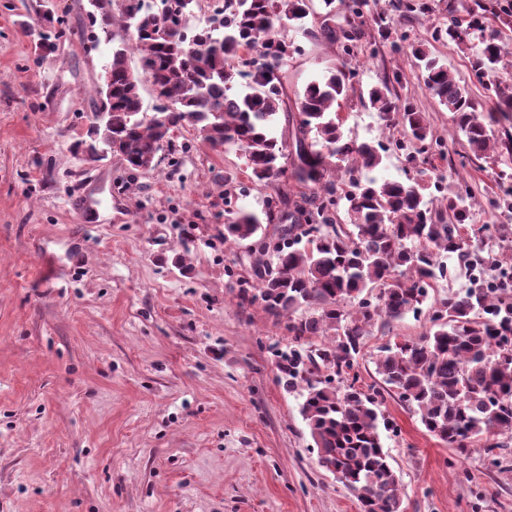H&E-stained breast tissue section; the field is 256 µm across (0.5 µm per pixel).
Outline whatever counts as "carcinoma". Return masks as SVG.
I'll return each instance as SVG.
<instances>
[{
  "label": "carcinoma",
  "mask_w": 512,
  "mask_h": 512,
  "mask_svg": "<svg viewBox=\"0 0 512 512\" xmlns=\"http://www.w3.org/2000/svg\"><path fill=\"white\" fill-rule=\"evenodd\" d=\"M315 40H357L355 21L365 23L367 0H342L350 29L336 26L335 0H323ZM198 0H122L113 12H87L99 25L98 47L110 46L104 67L110 90L88 139L93 152L121 155L133 169H150L163 149L173 150L172 132L193 128L214 149L237 150L253 182L270 187L265 216L275 244L266 242L259 218L242 208L227 210L224 242L251 241L259 257L252 277L238 286L241 303L262 306L284 326L297 348L280 355L279 369L293 389L303 382L300 414L318 451V465L358 499L361 512H401L399 479L384 451L379 420L384 393L414 408L432 437L463 453L471 439L486 435V451L500 448L491 438L512 432V289L466 288L439 301L428 333L380 347L375 356L381 385L355 388L358 357L368 327L407 314L418 315L429 288L451 272L446 259L467 262L482 279L489 269L468 261L465 224L474 197L461 184L427 198L419 177L378 181L365 175L384 166L388 149L345 134L339 109L354 72L331 70L289 96L283 65L290 45L284 20L309 15L308 0H224L203 26L189 25ZM51 28L39 45L53 48L63 31L51 12ZM131 33L117 36L112 27ZM139 51L140 69L128 62ZM422 67L427 89L453 113L471 156L481 159L494 143L491 124L480 117L468 92L426 43L407 45ZM502 47L482 42L474 70L496 68ZM152 86L165 110L147 115L140 93ZM498 110L512 112V89H493ZM365 107L402 137L393 149L410 164L445 156L442 141L425 115L392 91L389 80L368 90ZM285 118L281 135L274 129ZM346 216H340V211ZM312 308L305 316L301 309ZM333 332L334 342L314 339ZM352 376L345 390L335 378Z\"/></svg>",
  "instance_id": "carcinoma-1"
}]
</instances>
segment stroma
<instances>
[{"mask_svg":"<svg viewBox=\"0 0 512 512\" xmlns=\"http://www.w3.org/2000/svg\"><path fill=\"white\" fill-rule=\"evenodd\" d=\"M418 2L402 18L392 0H368L347 60L309 36L324 12L312 0L304 23L283 31L296 47L283 67L288 88L353 70L344 131L375 143L389 133L362 96L400 69L397 92L448 143L449 181L477 198L470 224L512 256V206L501 199L512 159L493 149L469 160L451 113L391 48L403 35L428 41L440 26L461 31L462 41L435 52L489 114L492 87L512 86V0ZM47 9L64 34L41 54ZM88 9V0H0V512H360L319 467L301 393L280 380L287 333L237 297L251 258L247 246L224 242V181L237 189L236 206L259 215L268 194L241 152L213 149L189 127L148 171L76 150L106 55L90 39ZM485 38L503 52L479 77L472 59ZM471 285L458 270L419 316L372 326L359 385L378 379V346L422 336L433 303ZM380 410L392 424L382 437L402 512H512V439L494 465L483 440L457 452L397 397Z\"/></svg>","mask_w":512,"mask_h":512,"instance_id":"1","label":"stroma"}]
</instances>
